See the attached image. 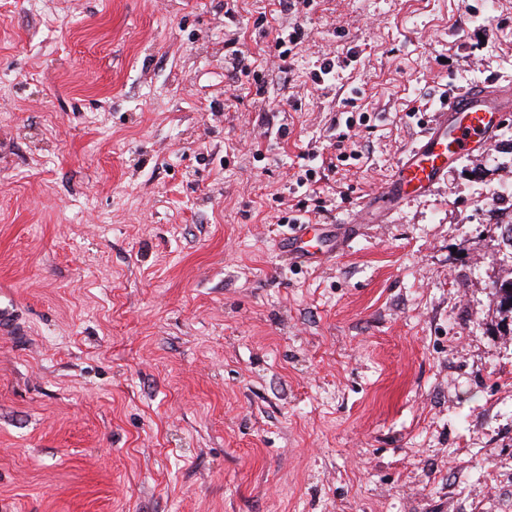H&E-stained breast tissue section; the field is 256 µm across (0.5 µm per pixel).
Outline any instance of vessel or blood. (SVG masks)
Returning a JSON list of instances; mask_svg holds the SVG:
<instances>
[{
    "label": "vessel or blood",
    "instance_id": "b4317fda",
    "mask_svg": "<svg viewBox=\"0 0 512 512\" xmlns=\"http://www.w3.org/2000/svg\"><path fill=\"white\" fill-rule=\"evenodd\" d=\"M512 114V86L480 85L445 98L427 131L402 154L392 175L363 205L340 224L289 225L279 241L282 256L291 263L320 264L325 252L343 249L353 224H382L401 203L415 194L430 192L451 163L479 157L496 139L506 115ZM318 232L325 250L313 249L307 236Z\"/></svg>",
    "mask_w": 512,
    "mask_h": 512
}]
</instances>
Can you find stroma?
<instances>
[{
    "label": "stroma",
    "instance_id": "35a3bbf8",
    "mask_svg": "<svg viewBox=\"0 0 512 512\" xmlns=\"http://www.w3.org/2000/svg\"><path fill=\"white\" fill-rule=\"evenodd\" d=\"M492 79L512 0H0V512H512V116L276 249ZM510 112V83L480 85L449 95L427 131L404 151L392 175L340 224H296L302 216L283 220L288 231L279 241L280 253L291 263L319 265L326 255L344 248L348 224H384L405 199L430 192L448 173V165L485 154ZM312 231L322 236L326 251L308 245L306 236Z\"/></svg>",
    "mask_w": 512,
    "mask_h": 512
}]
</instances>
